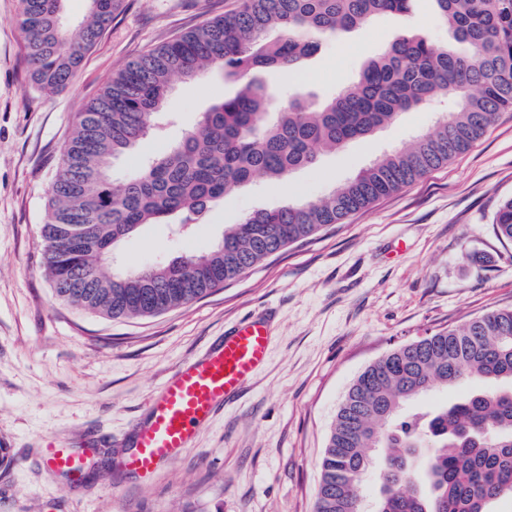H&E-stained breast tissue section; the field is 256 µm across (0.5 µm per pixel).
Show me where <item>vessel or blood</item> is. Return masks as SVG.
Here are the masks:
<instances>
[{"label": "vessel or blood", "instance_id": "1", "mask_svg": "<svg viewBox=\"0 0 512 512\" xmlns=\"http://www.w3.org/2000/svg\"><path fill=\"white\" fill-rule=\"evenodd\" d=\"M269 333L260 320H245L223 343L174 371L150 399L148 414L134 430L132 448L124 454V470L151 479L167 461L187 448L216 408L237 394L264 365ZM42 461L73 481L85 475L86 457L67 444H48Z\"/></svg>", "mask_w": 512, "mask_h": 512}]
</instances>
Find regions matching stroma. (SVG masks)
I'll return each mask as SVG.
<instances>
[{
    "mask_svg": "<svg viewBox=\"0 0 512 512\" xmlns=\"http://www.w3.org/2000/svg\"><path fill=\"white\" fill-rule=\"evenodd\" d=\"M239 0H122L110 28L66 87L31 84L16 24L20 0H0V512H314L319 460L354 380L393 348L512 307V243L493 233L512 197V112L469 151L317 236L288 245L200 300L151 317L111 319L58 301L42 266L40 228L75 112L127 60L237 6ZM437 46L451 33L431 0L406 16L325 36L284 93L319 103L405 32ZM221 73L177 80L162 128L112 164L120 183L193 129L232 93ZM433 103L321 154L286 182L234 191L186 240L163 224L127 238L109 269L136 270L201 253L230 224L286 199L315 200L385 152L431 131ZM270 322L265 367L220 408L195 443L151 483L119 470L130 430L164 378L219 344L236 323ZM96 449L79 483L41 468L50 440Z\"/></svg>",
    "mask_w": 512,
    "mask_h": 512,
    "instance_id": "1",
    "label": "stroma"
}]
</instances>
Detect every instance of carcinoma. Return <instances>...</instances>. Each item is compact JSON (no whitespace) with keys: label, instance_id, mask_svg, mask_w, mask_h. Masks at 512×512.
<instances>
[{"label":"carcinoma","instance_id":"obj_1","mask_svg":"<svg viewBox=\"0 0 512 512\" xmlns=\"http://www.w3.org/2000/svg\"><path fill=\"white\" fill-rule=\"evenodd\" d=\"M65 0H22L18 25L28 75L42 92L65 87L109 27L121 0H88L74 33ZM411 0H240L222 16L130 60L75 114L40 229L57 300L113 319L153 316L201 298L263 259L413 183L467 152L512 111V0H433L453 40L415 33L371 58L359 78L318 108L283 99L258 75L293 70L326 32L403 15ZM278 36L267 39L269 31ZM219 70L236 91L195 129L115 186L114 159L156 128L172 79ZM443 98L436 127L377 158L317 200L261 208L206 252L109 274L103 264L144 224L190 236L212 208L261 176L283 183L320 153L371 137L401 114ZM498 239L512 242V197L496 208ZM462 380L485 385L433 411L408 404ZM380 465L375 512H497L512 500V307L397 346L368 366L340 402L320 461L315 512H350L356 488Z\"/></svg>","mask_w":512,"mask_h":512}]
</instances>
